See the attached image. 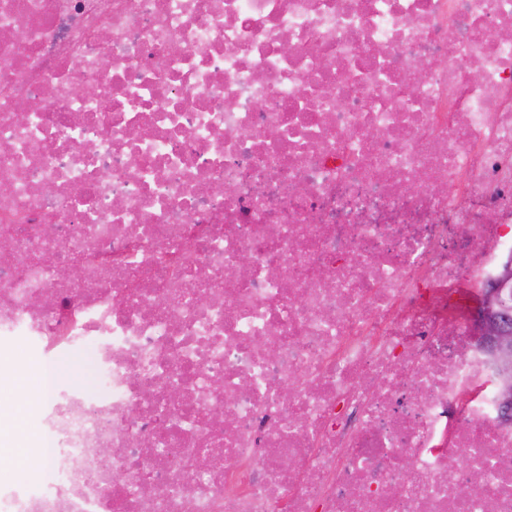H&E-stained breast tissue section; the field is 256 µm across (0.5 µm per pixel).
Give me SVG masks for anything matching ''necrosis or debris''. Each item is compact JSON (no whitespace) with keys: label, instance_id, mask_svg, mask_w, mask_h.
I'll list each match as a JSON object with an SVG mask.
<instances>
[{"label":"necrosis or debris","instance_id":"4bbe7bcc","mask_svg":"<svg viewBox=\"0 0 512 512\" xmlns=\"http://www.w3.org/2000/svg\"><path fill=\"white\" fill-rule=\"evenodd\" d=\"M511 255L512 0H0V512H512ZM482 300L476 320L478 336L485 347L494 353L498 363L497 385L503 413L511 420L512 388V257L506 258L500 271L486 281L481 289ZM510 318V321H509ZM23 441L18 440L13 426L11 413L3 412L0 414V475L2 468V479L7 481L14 469L15 448L17 444ZM9 459L12 465H9Z\"/></svg>","mask_w":512,"mask_h":512}]
</instances>
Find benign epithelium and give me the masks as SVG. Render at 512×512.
<instances>
[{
  "instance_id": "7a95c632",
  "label": "benign epithelium",
  "mask_w": 512,
  "mask_h": 512,
  "mask_svg": "<svg viewBox=\"0 0 512 512\" xmlns=\"http://www.w3.org/2000/svg\"><path fill=\"white\" fill-rule=\"evenodd\" d=\"M482 300L476 320L478 336L490 348L498 363L497 385L503 413L512 418V257L504 260L500 271L486 281L481 289Z\"/></svg>"
}]
</instances>
